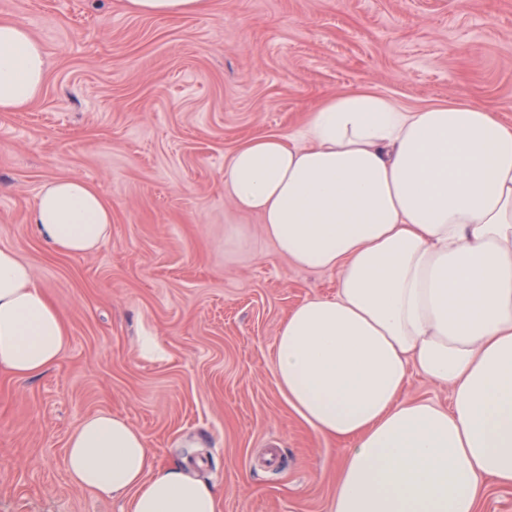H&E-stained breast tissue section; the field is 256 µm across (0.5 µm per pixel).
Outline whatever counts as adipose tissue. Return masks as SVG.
<instances>
[{
  "instance_id": "1",
  "label": "adipose tissue",
  "mask_w": 512,
  "mask_h": 512,
  "mask_svg": "<svg viewBox=\"0 0 512 512\" xmlns=\"http://www.w3.org/2000/svg\"><path fill=\"white\" fill-rule=\"evenodd\" d=\"M212 0H125L146 17L202 15ZM45 53L0 23V111L41 91ZM224 192L263 219L278 252L333 270L338 291L292 309L277 387L344 455L329 512H479L512 488V123L464 99L408 109L360 88L310 109L291 135L241 142ZM52 251L95 250L112 207L77 177L30 214ZM69 328L15 251L0 249V372L27 379L63 357ZM447 385L449 407L404 395L409 372ZM71 482L127 512H219L223 490L159 465L139 428L99 411L69 436Z\"/></svg>"
}]
</instances>
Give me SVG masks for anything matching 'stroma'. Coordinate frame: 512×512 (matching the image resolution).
<instances>
[{
	"mask_svg": "<svg viewBox=\"0 0 512 512\" xmlns=\"http://www.w3.org/2000/svg\"><path fill=\"white\" fill-rule=\"evenodd\" d=\"M0 21L27 26L47 62L31 106L0 112V248L30 263L71 336L45 374L0 377V512H127L64 467L100 410L218 483L220 512H329L341 445L288 407L273 351L287 312L338 277L277 254L225 195L224 161L358 87L512 122V0H213L185 18L0 0ZM73 176L112 206L109 237L75 257L29 221L44 184ZM146 334L164 357L141 356Z\"/></svg>",
	"mask_w": 512,
	"mask_h": 512,
	"instance_id": "stroma-1",
	"label": "stroma"
}]
</instances>
